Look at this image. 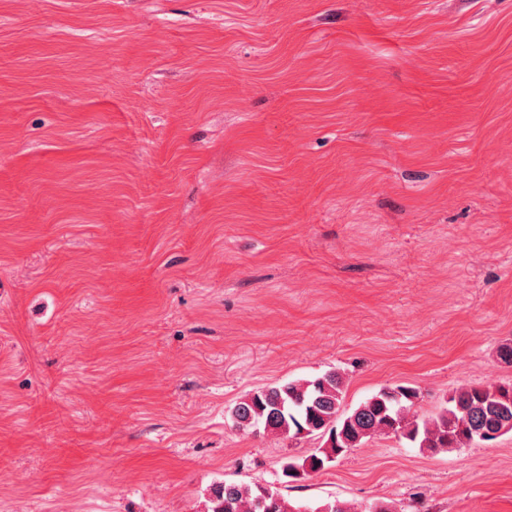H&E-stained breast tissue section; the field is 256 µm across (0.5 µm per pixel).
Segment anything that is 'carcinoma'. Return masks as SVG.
<instances>
[{"mask_svg": "<svg viewBox=\"0 0 512 512\" xmlns=\"http://www.w3.org/2000/svg\"><path fill=\"white\" fill-rule=\"evenodd\" d=\"M418 391L406 385L384 387L350 412H342L345 382L337 371L312 380H293L256 389L235 404L231 417L240 430L275 436L327 437V447L282 466L288 483L324 470L340 456L377 434H394L420 448L450 451L472 443L493 444L512 433V386L463 388L430 419L410 415ZM209 512H351L338 500L301 508L267 486L222 482L210 496Z\"/></svg>", "mask_w": 512, "mask_h": 512, "instance_id": "1", "label": "carcinoma"}]
</instances>
